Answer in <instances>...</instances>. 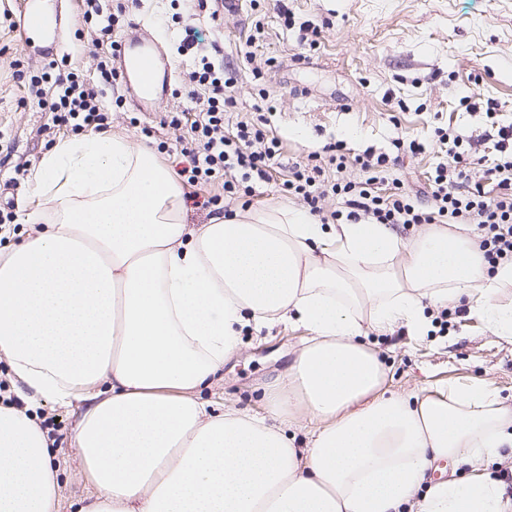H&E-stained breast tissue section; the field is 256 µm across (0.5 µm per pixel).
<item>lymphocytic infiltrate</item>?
Listing matches in <instances>:
<instances>
[{
	"label": "lymphocytic infiltrate",
	"mask_w": 512,
	"mask_h": 512,
	"mask_svg": "<svg viewBox=\"0 0 512 512\" xmlns=\"http://www.w3.org/2000/svg\"><path fill=\"white\" fill-rule=\"evenodd\" d=\"M93 74L58 72L51 75L49 88L31 81L30 90L43 97L56 125L71 131L101 130L108 125V109L103 103V87L116 75L110 54L96 57ZM187 97L197 112L190 125H183L181 115H172L169 124L179 130L177 144L185 160L180 175L186 186L195 188L221 182L224 197L236 200L250 197L258 183L268 181L280 155V144L265 129L249 121H237L233 130H225L227 111L235 104L231 94L233 77L223 65L203 62L189 75ZM206 97H199V90ZM446 159L438 163L430 176L433 203L421 207L401 187L382 193L376 188L375 174L386 168L389 155L372 153L359 157L366 180L332 181L325 174L326 165L343 166L344 154L322 159L309 154L306 163L296 165L283 183L285 192L302 198L311 214L320 215L322 223L346 221L369 224H474L482 233L479 247L489 265L512 260V150L500 148L492 167L484 176L495 181L498 192L488 195L471 172L475 163L472 147L459 139L440 135ZM343 198L345 210L322 214L320 201L328 195Z\"/></svg>",
	"instance_id": "1"
}]
</instances>
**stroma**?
<instances>
[{"mask_svg": "<svg viewBox=\"0 0 512 512\" xmlns=\"http://www.w3.org/2000/svg\"><path fill=\"white\" fill-rule=\"evenodd\" d=\"M16 2L0 0V212L14 215L0 229V249L21 239L19 217L42 158L72 136L55 127L30 94L31 76L52 60L90 70L91 58L71 54L72 43L98 36L121 40L142 19L145 38L161 45L172 66L175 87H184L189 73L200 68L201 54H208L235 76L231 121L266 118L279 138L281 163L257 187L255 207L295 204L281 190L289 166L334 142L343 143L347 157L340 179L365 180L355 155L385 153L396 163L380 174L378 187L386 192L401 186L424 203L428 178L445 156L435 143L437 130L465 142L483 141L490 160L497 155L499 130L512 133V0H240L236 10L217 7L215 0H140L139 7L119 13L118 24L105 35L86 23L80 0H59L65 39L53 47L36 39L21 43L14 29ZM283 6L291 20L280 14ZM309 23L321 30L314 47L303 39ZM188 25L195 27L199 47L186 51L181 40ZM127 97L123 80L107 88L113 104L108 133L127 136L172 166L157 146L174 145L176 133L166 118L185 110L188 100L173 94L156 111L140 112ZM489 98L499 104L492 115L486 112ZM399 138L427 139L432 146L401 155L395 148ZM367 336L384 362L389 390L430 392L481 379L512 399V342L493 336L465 305H457L442 331L420 336L405 327L391 333L371 329ZM311 337L299 325L246 328L238 353L224 365L216 401L265 415V384L287 372ZM35 413L54 440L51 462L62 472L64 501H71L83 492L68 443L76 413L50 401Z\"/></svg>", "mask_w": 512, "mask_h": 512, "instance_id": "stroma-1", "label": "stroma"}]
</instances>
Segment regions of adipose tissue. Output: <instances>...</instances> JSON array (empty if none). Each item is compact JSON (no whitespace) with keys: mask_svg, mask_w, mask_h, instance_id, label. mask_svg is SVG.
I'll use <instances>...</instances> for the list:
<instances>
[{"mask_svg":"<svg viewBox=\"0 0 512 512\" xmlns=\"http://www.w3.org/2000/svg\"><path fill=\"white\" fill-rule=\"evenodd\" d=\"M34 182L0 251V360L21 388L0 401V512H61L43 400L76 411L75 512H512L480 466L512 450V404L483 381L390 391L364 341L427 332L459 301L512 339V263L489 268L467 225L405 239L285 202L190 225L171 172L102 133L61 142ZM286 323L313 338L266 385L267 415L202 398L244 328Z\"/></svg>","mask_w":512,"mask_h":512,"instance_id":"ef3b65f1","label":"adipose tissue"}]
</instances>
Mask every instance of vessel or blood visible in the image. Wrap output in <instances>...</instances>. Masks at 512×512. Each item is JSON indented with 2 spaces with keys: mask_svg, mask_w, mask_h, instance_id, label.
Instances as JSON below:
<instances>
[{
  "mask_svg": "<svg viewBox=\"0 0 512 512\" xmlns=\"http://www.w3.org/2000/svg\"><path fill=\"white\" fill-rule=\"evenodd\" d=\"M22 38L40 36L55 42L59 36L58 19L48 14L41 0H22ZM118 57L128 89L138 107L153 109L166 95L172 78V67L158 45L144 40L121 41Z\"/></svg>",
  "mask_w": 512,
  "mask_h": 512,
  "instance_id": "vessel-or-blood-1",
  "label": "vessel or blood"
}]
</instances>
